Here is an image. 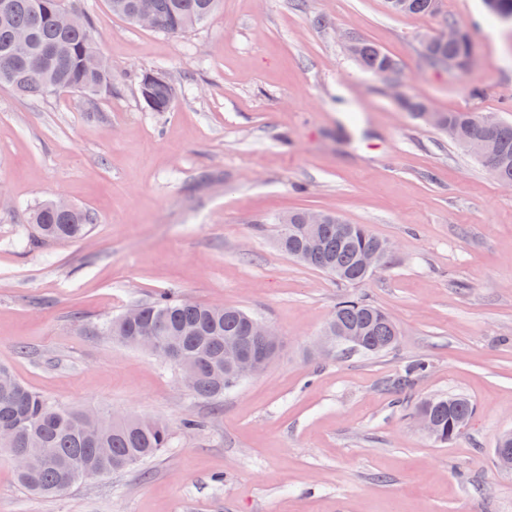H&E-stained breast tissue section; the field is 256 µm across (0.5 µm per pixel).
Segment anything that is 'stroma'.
<instances>
[{
  "label": "stroma",
  "mask_w": 512,
  "mask_h": 512,
  "mask_svg": "<svg viewBox=\"0 0 512 512\" xmlns=\"http://www.w3.org/2000/svg\"><path fill=\"white\" fill-rule=\"evenodd\" d=\"M112 71L94 99L0 85V362L65 406L166 421L140 469L31 497L0 453V512H512L498 438L512 431V188L398 97L512 123V27L483 0L394 15L385 0H222L178 36L66 0ZM474 40L469 68L432 65L447 22ZM398 64L364 70L348 38ZM167 77L169 111L139 77ZM59 196L91 214L76 242L34 245L30 212ZM334 212L387 239L386 266L347 289L279 250V220ZM164 291L246 309L282 338L275 363L203 399L174 366L101 326ZM385 310L396 347L367 356L315 342L345 295ZM427 358L413 388L395 383ZM462 395L467 429L440 444L409 412ZM199 425L184 429L183 420ZM147 75H153L155 79L146 84L144 79ZM140 93L151 110L154 112H166L170 109L175 99L176 90L166 79L146 72L140 80Z\"/></svg>",
  "instance_id": "obj_1"
}]
</instances>
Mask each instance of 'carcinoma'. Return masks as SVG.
Masks as SVG:
<instances>
[{"label": "carcinoma", "instance_id": "carcinoma-1", "mask_svg": "<svg viewBox=\"0 0 512 512\" xmlns=\"http://www.w3.org/2000/svg\"><path fill=\"white\" fill-rule=\"evenodd\" d=\"M9 8L0 10V60L9 57L13 71L0 70V84L15 92L39 97L57 91H74L91 97L108 83L110 71L95 74L87 68L88 58L96 53L99 35L90 22L60 30L56 16L65 11L64 0H0ZM112 11L135 23V12L141 0H109ZM160 21L158 32L181 34L209 18L220 0H147ZM387 10L395 15H428L439 9V0H386ZM456 37L439 41L432 37L423 44V52L434 65L464 68L472 54V36L455 22ZM25 33L28 41L16 40ZM350 54L365 69L376 74L382 70L394 72L396 61L375 45L355 38L348 44ZM32 54L47 55L43 75L29 77L24 65ZM140 93L146 105L155 112H166L174 99L175 87L157 76L149 83H140ZM444 123L454 130L452 140L464 149L475 144V121L471 112H444ZM496 147L491 163L481 162L496 180L512 184V124L501 122L491 132ZM302 212L288 214L294 231L279 234V246L295 261L326 273L345 286L361 284L371 278L360 265L363 253L383 248L388 242L373 234L364 224H349L338 215L334 221L315 228L317 248L307 249ZM37 238L44 241H79L90 230V214L76 207L62 214L52 206V200L41 203L31 213ZM142 322L159 324L166 329L162 346L176 343L181 361L197 368L199 375L187 386L195 396L213 399L236 388L241 378L232 372L234 354L242 344L255 345L257 338L247 334L249 312L230 306L192 302L173 293L164 292L153 301L141 305ZM103 329L118 341L137 346L140 324L125 323L121 317L103 324ZM324 333L330 336L355 334L362 337L363 346L357 352L378 355L391 350L397 343L398 330L382 309L360 298H345L336 304ZM429 362L416 359L405 365L397 381L399 388L411 386L424 376ZM0 426L10 424L13 432L0 435V448H15L22 456L23 468L16 471L19 484L37 497H52L61 493V486L72 487L82 480L102 474L130 471L143 461L170 447L171 428L168 423L151 418L123 417L96 410L86 413L81 408H69L34 391L18 380L9 367L0 365ZM428 410L439 427V441L457 437L456 424L472 419L474 407L464 396L437 397L422 401L413 415Z\"/></svg>", "mask_w": 512, "mask_h": 512}]
</instances>
